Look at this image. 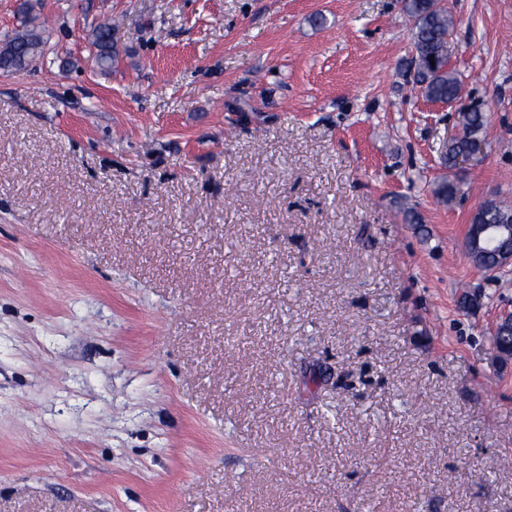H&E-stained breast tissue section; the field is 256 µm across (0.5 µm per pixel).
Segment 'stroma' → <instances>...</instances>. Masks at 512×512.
<instances>
[{
    "mask_svg": "<svg viewBox=\"0 0 512 512\" xmlns=\"http://www.w3.org/2000/svg\"><path fill=\"white\" fill-rule=\"evenodd\" d=\"M31 2L45 54L0 71V512H512V265L464 249L512 205V0L441 2L485 116L455 169L401 0ZM113 35L114 28L110 21L99 23L91 33V55L98 69L103 73L112 72V67L115 66L117 61L118 53ZM506 218H512V208L490 201L476 210L472 224L469 225V235L465 239L466 253L488 271H497L512 263V248L509 250L507 247L498 250L495 264L490 265L483 261L488 255V244L491 241L512 242V224H503Z\"/></svg>",
    "mask_w": 512,
    "mask_h": 512,
    "instance_id": "obj_1",
    "label": "stroma"
}]
</instances>
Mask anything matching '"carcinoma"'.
<instances>
[{
    "label": "carcinoma",
    "instance_id": "1",
    "mask_svg": "<svg viewBox=\"0 0 512 512\" xmlns=\"http://www.w3.org/2000/svg\"><path fill=\"white\" fill-rule=\"evenodd\" d=\"M405 14L413 21L411 38L416 51L415 82L429 100L457 102L461 99V84L455 73L448 70V34L455 20L436 0H402ZM29 4H24L22 28L0 42V70L16 72L27 69L44 55L45 42L30 15ZM91 55L103 73L112 72L118 53L114 43V28L109 21L96 25L91 33ZM485 117L476 108L460 109V127L463 134L445 145L444 164L456 166L457 158L469 145L480 139ZM459 191V183L443 180L435 190L436 199L450 203ZM512 218V208L495 202L482 204L472 217L477 224H502Z\"/></svg>",
    "mask_w": 512,
    "mask_h": 512
}]
</instances>
